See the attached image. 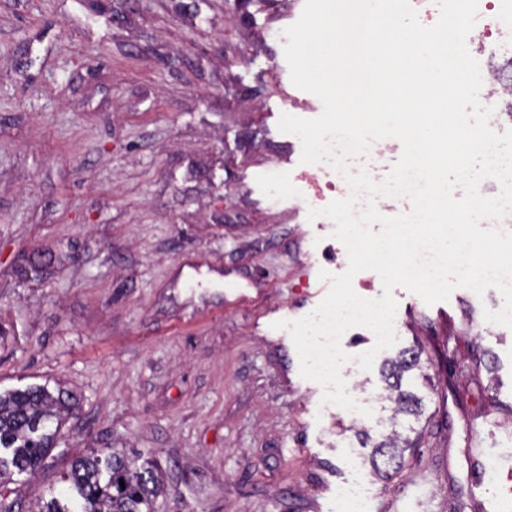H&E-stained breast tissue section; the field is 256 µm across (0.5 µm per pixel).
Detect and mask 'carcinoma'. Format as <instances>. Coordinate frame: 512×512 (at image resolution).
Returning <instances> with one entry per match:
<instances>
[{
	"mask_svg": "<svg viewBox=\"0 0 512 512\" xmlns=\"http://www.w3.org/2000/svg\"><path fill=\"white\" fill-rule=\"evenodd\" d=\"M420 358V352L410 349L382 369L394 393L395 414L416 420L425 413L423 399L402 389V382L420 369ZM74 404L68 391L46 384L0 392V512H16L19 499L9 485L45 465ZM404 444L410 441L396 432L378 443L370 460L373 473L387 478L400 469ZM62 482L58 493L34 503L29 512H153L155 499L164 491L153 460L143 453L129 458L112 448L74 460Z\"/></svg>",
	"mask_w": 512,
	"mask_h": 512,
	"instance_id": "cac0c4a2",
	"label": "carcinoma"
}]
</instances>
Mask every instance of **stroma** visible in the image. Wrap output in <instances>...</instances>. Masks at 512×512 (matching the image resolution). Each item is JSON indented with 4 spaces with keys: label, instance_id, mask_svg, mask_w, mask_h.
<instances>
[{
    "label": "stroma",
    "instance_id": "obj_1",
    "mask_svg": "<svg viewBox=\"0 0 512 512\" xmlns=\"http://www.w3.org/2000/svg\"><path fill=\"white\" fill-rule=\"evenodd\" d=\"M305 0H0V391L79 399L59 457L19 484L59 490L91 449L161 468L153 512H330L363 479L367 512H499L512 474V329L459 287L426 305L394 289V347L349 382L371 416L322 404L279 320L311 313L346 270L332 220L309 221L301 143L282 114L322 104L291 81L284 29ZM53 254L42 280L18 271ZM421 349L405 388L433 417L382 481L370 443L394 417L379 366ZM491 439L472 485L469 423Z\"/></svg>",
    "mask_w": 512,
    "mask_h": 512
}]
</instances>
